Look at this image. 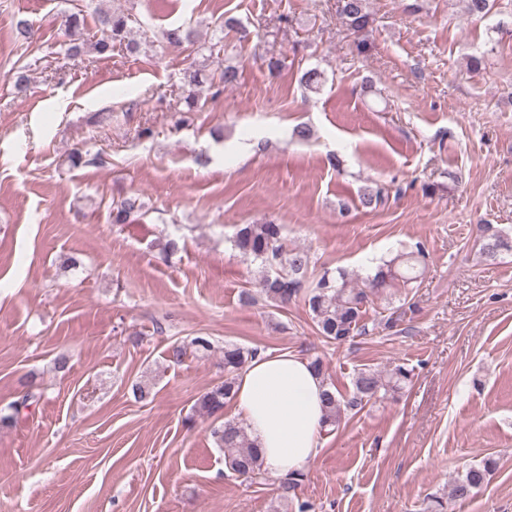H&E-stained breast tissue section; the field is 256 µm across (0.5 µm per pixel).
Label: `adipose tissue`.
Wrapping results in <instances>:
<instances>
[{
	"instance_id": "adipose-tissue-1",
	"label": "adipose tissue",
	"mask_w": 512,
	"mask_h": 512,
	"mask_svg": "<svg viewBox=\"0 0 512 512\" xmlns=\"http://www.w3.org/2000/svg\"><path fill=\"white\" fill-rule=\"evenodd\" d=\"M323 390L309 362L293 354H259L241 372L232 406L272 476L304 470L318 455Z\"/></svg>"
}]
</instances>
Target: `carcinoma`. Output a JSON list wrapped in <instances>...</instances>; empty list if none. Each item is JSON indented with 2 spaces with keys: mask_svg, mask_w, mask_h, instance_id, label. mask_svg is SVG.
I'll return each mask as SVG.
<instances>
[{
  "mask_svg": "<svg viewBox=\"0 0 512 512\" xmlns=\"http://www.w3.org/2000/svg\"><path fill=\"white\" fill-rule=\"evenodd\" d=\"M339 11L354 34L362 33L369 24L366 0H339ZM98 35L85 37L84 16L81 12L65 15L64 27L69 39L66 52L75 60L87 52L105 55L117 44H126L135 52L139 43L128 39L130 33L125 14L98 9ZM169 45L179 47L194 43L192 32L174 28L165 35ZM239 78V68L222 65L208 76L193 71L185 80V103L194 108L199 103L203 84L221 92L233 86ZM301 85L317 92L324 84L321 71L311 68L300 77ZM384 201V189L370 188L360 194V203L366 208H377ZM144 203L140 196L130 195L112 204V223L126 224L132 216L142 211ZM481 251L488 257L500 252H512V235L486 228ZM234 246L244 256L260 262V276L256 281L258 293L267 300L287 305L297 298H303L312 316L314 326L323 341L341 344L356 336L368 333L364 316L371 305V296L385 288L402 286L414 288L421 276V258L425 257L424 247L416 244L415 249L400 251L378 266L372 275L362 277L346 270L324 271L313 281H308L310 267L308 252L286 246L283 227L271 221L262 224H240L234 236ZM258 354V349L228 343L224 345V380L203 392L196 400L194 409L219 421L212 428V435L218 447L224 449V463L234 475L253 478L262 471L263 462L251 440L247 427L224 418V407L234 399L238 373ZM413 369L402 362L386 371L361 370L353 379V392L344 397L336 386L325 383L322 394L324 424L339 426L342 417L354 410L364 408L371 401L393 398L412 381ZM129 389L134 399L146 403L153 398L149 381L136 378ZM497 459L486 456L477 463L467 466L452 483L447 496L430 498L428 512H448V502L466 501L479 493L497 470ZM303 473L296 472L282 478L278 487V499L283 504L297 503V512H311V505L297 501V489Z\"/></svg>",
  "mask_w": 512,
  "mask_h": 512,
  "instance_id": "1",
  "label": "carcinoma"
}]
</instances>
